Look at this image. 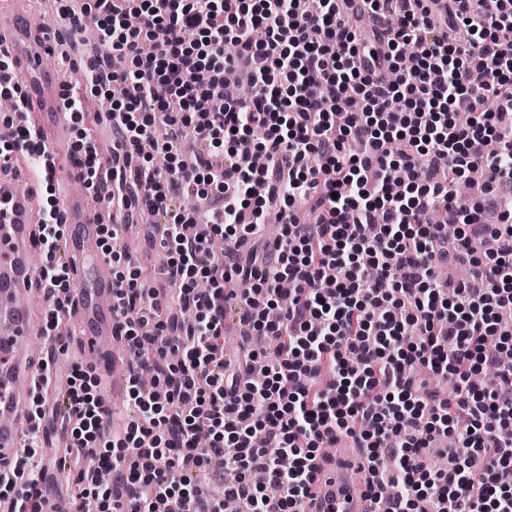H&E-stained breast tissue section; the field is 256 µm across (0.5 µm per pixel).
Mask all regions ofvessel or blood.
Returning <instances> with one entry per match:
<instances>
[{"instance_id": "b4317fda", "label": "vessel or blood", "mask_w": 512, "mask_h": 512, "mask_svg": "<svg viewBox=\"0 0 512 512\" xmlns=\"http://www.w3.org/2000/svg\"><path fill=\"white\" fill-rule=\"evenodd\" d=\"M26 0H16L13 16L0 20V49L13 66L0 73V83L20 82L21 109L15 121L33 122L46 144L43 166L58 172L69 147V124L64 118V88L56 61L60 54L57 28L34 29ZM40 184L27 155L13 154L0 169V471L11 473L23 459L21 424L28 419V400L39 384L29 368V351L36 325L28 281L40 264L33 258V231L43 217L34 204ZM66 226L61 255L76 286L68 312L76 319L74 335L90 351L101 379L104 399L121 392L127 362L112 350V271L98 250L101 210L87 193H67L61 205ZM349 462L324 464L318 482L330 496L323 503L308 499L304 512H374L365 487L354 483Z\"/></svg>"}]
</instances>
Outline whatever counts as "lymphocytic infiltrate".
<instances>
[{"label":"lymphocytic infiltrate","instance_id":"f902f5d3","mask_svg":"<svg viewBox=\"0 0 512 512\" xmlns=\"http://www.w3.org/2000/svg\"><path fill=\"white\" fill-rule=\"evenodd\" d=\"M81 0L61 10L67 31L95 26L100 55L64 92L70 119L113 84L111 156L72 149L84 186L107 208L153 213L168 255L163 291L140 270L113 274L116 334L134 360L129 416L113 430L93 369L60 376L72 438L65 452L80 497L103 512H301L323 458L347 441L376 474L375 500L399 488L391 512H512V0ZM387 34L363 40V17ZM234 71L251 99L224 93ZM469 123L449 115L460 98ZM0 161L40 162L31 126L0 120ZM194 135L202 152L187 157ZM156 138L169 166L150 167ZM477 197L456 192L474 168ZM213 201L205 219L182 201ZM282 220L276 239L266 218ZM59 206L38 237L36 281L61 337L69 282ZM496 223H485L487 213ZM469 266L449 285L444 270ZM209 286L197 290L196 276ZM290 282L280 308L282 282ZM239 291L252 333L277 340L224 356V304ZM448 379L442 398L414 370ZM497 369V384L480 383ZM22 470L0 475L11 512H41L40 430L49 403L34 395ZM455 440L434 466V442Z\"/></svg>","mask_w":512,"mask_h":512}]
</instances>
